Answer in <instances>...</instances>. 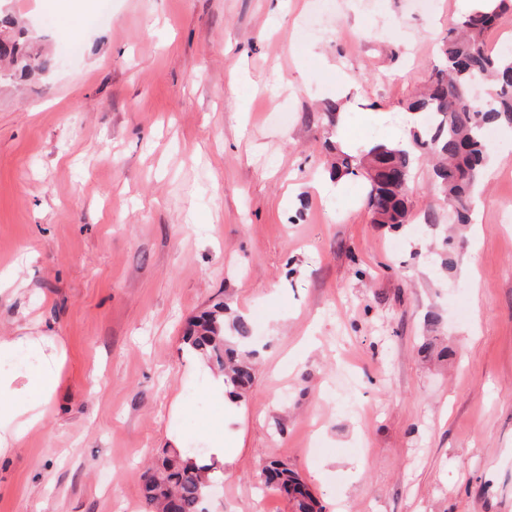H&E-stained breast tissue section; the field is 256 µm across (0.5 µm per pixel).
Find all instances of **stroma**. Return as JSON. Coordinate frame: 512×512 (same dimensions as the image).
Wrapping results in <instances>:
<instances>
[{"mask_svg": "<svg viewBox=\"0 0 512 512\" xmlns=\"http://www.w3.org/2000/svg\"><path fill=\"white\" fill-rule=\"evenodd\" d=\"M457 4L111 0L67 35L41 0H0L51 60L0 80V336L67 351L0 460V512H147L146 467L224 432L183 342L218 302L260 347L209 512H291L261 483L274 459L322 512H512V130L486 129L444 272L427 160L399 230L331 169L396 140Z\"/></svg>", "mask_w": 512, "mask_h": 512, "instance_id": "obj_1", "label": "stroma"}]
</instances>
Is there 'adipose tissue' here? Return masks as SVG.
<instances>
[{
  "mask_svg": "<svg viewBox=\"0 0 512 512\" xmlns=\"http://www.w3.org/2000/svg\"><path fill=\"white\" fill-rule=\"evenodd\" d=\"M67 355L53 336H0V458L42 426Z\"/></svg>",
  "mask_w": 512,
  "mask_h": 512,
  "instance_id": "ef3b65f1",
  "label": "adipose tissue"
}]
</instances>
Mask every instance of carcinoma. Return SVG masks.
Wrapping results in <instances>:
<instances>
[{"label": "carcinoma", "mask_w": 512, "mask_h": 512, "mask_svg": "<svg viewBox=\"0 0 512 512\" xmlns=\"http://www.w3.org/2000/svg\"><path fill=\"white\" fill-rule=\"evenodd\" d=\"M512 0H478L448 32L443 61L435 69L427 92L411 102L415 116L411 135L420 148L437 157L433 173L438 191L459 224L468 222L476 204L489 159L483 128L512 127V53L491 54L486 36L505 15ZM24 77L46 71L51 61L35 51L28 31L10 15L0 18V62ZM491 87L488 103L466 107L472 87ZM415 156L404 145L377 141L358 155L336 149V178L361 176L368 182L366 205L376 224L400 228L408 223V192ZM219 302L190 325L185 343L202 359L224 373V383L241 398L250 389L254 367L250 357L252 325L242 315L226 314ZM199 452H174L148 468L143 486L147 505L156 512H206L209 465H198ZM266 484L292 504L293 512H318V504L299 473L287 463L272 460L262 469Z\"/></svg>", "instance_id": "cac0c4a2"}]
</instances>
